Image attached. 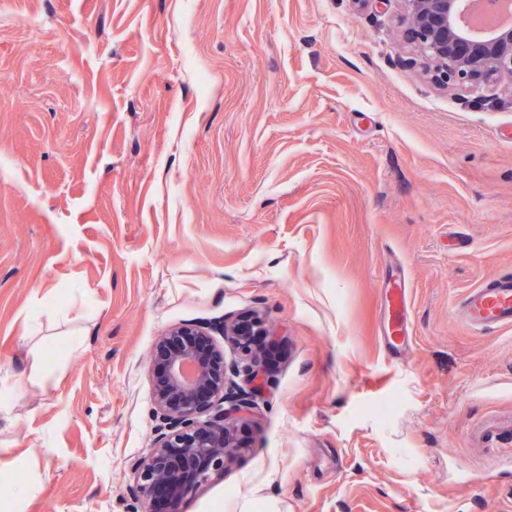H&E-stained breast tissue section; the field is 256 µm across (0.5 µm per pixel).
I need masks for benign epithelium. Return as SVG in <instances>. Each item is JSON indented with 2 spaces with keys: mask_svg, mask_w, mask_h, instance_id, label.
I'll return each mask as SVG.
<instances>
[{
  "mask_svg": "<svg viewBox=\"0 0 512 512\" xmlns=\"http://www.w3.org/2000/svg\"><path fill=\"white\" fill-rule=\"evenodd\" d=\"M461 0H401L400 40L423 72L441 85L492 90L512 75V25L485 35L463 27ZM211 327L181 323L158 338L149 372L156 437L131 467L141 512H180L183 499L222 472L243 450L238 429L266 386L262 361L247 347L265 334L257 316L224 322V338L244 354L228 366L211 345Z\"/></svg>",
  "mask_w": 512,
  "mask_h": 512,
  "instance_id": "1",
  "label": "benign epithelium"
}]
</instances>
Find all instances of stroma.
<instances>
[{"label":"stroma","instance_id":"1","mask_svg":"<svg viewBox=\"0 0 512 512\" xmlns=\"http://www.w3.org/2000/svg\"><path fill=\"white\" fill-rule=\"evenodd\" d=\"M399 0H0V501L137 512L157 336L270 326L182 512H512V79L421 77ZM408 342L385 343V290ZM455 314L475 330L512 325V271L490 278L470 290L455 307ZM389 291L390 306L392 311L391 327L388 338L392 343H405L407 339L406 326V289L396 284Z\"/></svg>","mask_w":512,"mask_h":512}]
</instances>
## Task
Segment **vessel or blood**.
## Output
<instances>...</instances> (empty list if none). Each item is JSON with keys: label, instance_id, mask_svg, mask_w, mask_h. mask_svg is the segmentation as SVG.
<instances>
[{"label": "vessel or blood", "instance_id": "vessel-or-blood-1", "mask_svg": "<svg viewBox=\"0 0 512 512\" xmlns=\"http://www.w3.org/2000/svg\"><path fill=\"white\" fill-rule=\"evenodd\" d=\"M392 311L389 339L405 343L406 290L394 286L389 290ZM457 317L469 327L488 331L512 325V271L490 278L484 284L470 290L455 308Z\"/></svg>", "mask_w": 512, "mask_h": 512}]
</instances>
